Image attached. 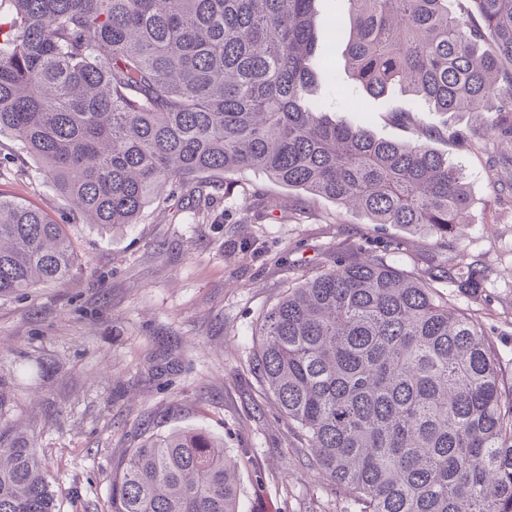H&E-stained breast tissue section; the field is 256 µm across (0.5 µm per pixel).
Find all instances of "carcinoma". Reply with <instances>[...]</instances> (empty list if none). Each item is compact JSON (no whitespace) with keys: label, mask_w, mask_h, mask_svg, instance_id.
I'll return each instance as SVG.
<instances>
[{"label":"carcinoma","mask_w":512,"mask_h":512,"mask_svg":"<svg viewBox=\"0 0 512 512\" xmlns=\"http://www.w3.org/2000/svg\"><path fill=\"white\" fill-rule=\"evenodd\" d=\"M314 2L0 0V135L105 231L251 170L374 224L452 236L471 199L433 136L471 112L512 141V0H348L365 92L406 86L439 117L396 113L421 128L405 143L310 98ZM78 269L65 225L0 192V296ZM448 278L340 259L258 320L250 372L340 512H512V386L472 316L448 310ZM484 279L471 263L456 283L474 295ZM247 457L194 428L137 432L103 512H239ZM0 512H60L37 439L3 426Z\"/></svg>","instance_id":"obj_1"}]
</instances>
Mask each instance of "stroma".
<instances>
[{
	"instance_id": "35a3bbf8",
	"label": "stroma",
	"mask_w": 512,
	"mask_h": 512,
	"mask_svg": "<svg viewBox=\"0 0 512 512\" xmlns=\"http://www.w3.org/2000/svg\"><path fill=\"white\" fill-rule=\"evenodd\" d=\"M315 31L329 42L332 70L319 57L314 96L331 118L369 126L377 136L415 139L416 126L393 121L392 107L428 110L393 86L372 97L346 62L349 29L324 20L347 16V0H318ZM360 96L361 109L346 106ZM462 138L435 141L459 167L472 206L452 238L374 224L330 200L281 186L265 175H234L229 194L205 211L177 196L153 204L138 223L109 231L79 221L67 229L83 271L27 298L0 297V420L33 430L61 512H94L112 491L118 462L135 430L163 434L202 429L227 451L249 449L241 472L240 512H311L327 493L297 451L294 429L247 370L256 320L290 280L343 257L386 254L422 274L427 263L485 269L469 296L442 283L448 306L472 315L493 342L512 385V190L501 191L488 156H512L468 113L455 118ZM0 191L60 219L69 206L10 136H0ZM165 375H157L158 366Z\"/></svg>"
}]
</instances>
